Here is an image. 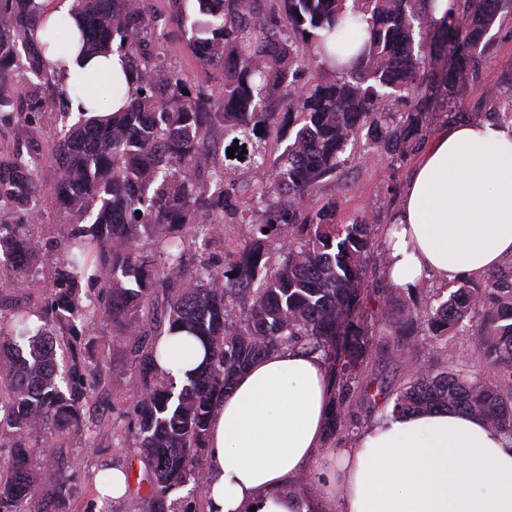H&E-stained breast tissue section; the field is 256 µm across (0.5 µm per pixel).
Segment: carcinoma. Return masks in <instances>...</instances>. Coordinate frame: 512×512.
Here are the masks:
<instances>
[{
    "label": "carcinoma",
    "mask_w": 512,
    "mask_h": 512,
    "mask_svg": "<svg viewBox=\"0 0 512 512\" xmlns=\"http://www.w3.org/2000/svg\"><path fill=\"white\" fill-rule=\"evenodd\" d=\"M419 3L168 0L162 17L142 0H75L80 58L119 52L137 90L124 109L83 112L55 133L58 168L47 185L22 153L0 152V512H69L67 481L34 469L35 449L100 433L102 419L87 408L104 386L86 336L91 319L116 328L138 371L122 430L149 460L146 481L160 499L198 483L213 407L281 346L318 351L338 373L328 432L357 425L344 414L369 346L368 265L383 243L364 215L336 223V201L320 200L319 189L361 159L364 136L394 162L421 150L423 113L474 75L484 39L512 7L455 0L438 23ZM40 18L37 0H0V124H36L49 103L71 97L49 80L51 34L35 37ZM359 23L368 38L334 64L327 41L341 45ZM170 25L200 65L222 69V97L168 69L161 44ZM22 71L39 82L17 96ZM481 98L490 112L470 120H512V100L503 109L498 92ZM45 197L68 231L33 310L15 294L44 251L28 223L45 222ZM228 224L252 229L230 254L212 247H224ZM271 237L280 247L266 257ZM157 288L166 292L160 311ZM379 303L410 373L397 389L366 384L365 416L451 407L512 439V258L482 283L438 288L422 305L392 293ZM165 335L191 336L204 350L179 385L157 369ZM473 335L471 361L419 359Z\"/></svg>",
    "instance_id": "carcinoma-1"
}]
</instances>
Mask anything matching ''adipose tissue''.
I'll list each match as a JSON object with an SVG mask.
<instances>
[{
    "mask_svg": "<svg viewBox=\"0 0 512 512\" xmlns=\"http://www.w3.org/2000/svg\"><path fill=\"white\" fill-rule=\"evenodd\" d=\"M47 54L73 88L72 112H114L134 94L119 54ZM122 87L108 95L110 84ZM512 257V128L495 121L439 129L411 169L385 230V270L397 285L480 277ZM159 367L175 380L203 358L182 336ZM334 385L321 353L270 352L240 374L208 433L206 512H512V440L455 410L390 414L330 455ZM313 487L297 490L301 475Z\"/></svg>",
    "mask_w": 512,
    "mask_h": 512,
    "instance_id": "1",
    "label": "adipose tissue"
}]
</instances>
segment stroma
Wrapping results in <instances>:
<instances>
[{
  "instance_id": "1",
  "label": "stroma",
  "mask_w": 512,
  "mask_h": 512,
  "mask_svg": "<svg viewBox=\"0 0 512 512\" xmlns=\"http://www.w3.org/2000/svg\"><path fill=\"white\" fill-rule=\"evenodd\" d=\"M165 55L171 67L195 84L203 86L207 92H219L220 72L201 68L183 42H168ZM486 89L496 90L505 97L512 95V16L490 30L479 73L471 86L451 101V111L463 118L469 113L483 111L480 94ZM61 111V104H53L51 112L45 113L40 128L33 131L11 125L0 126V150L17 147L24 151L31 143H38V177L46 183L51 181L56 168L52 141L54 128L62 124ZM358 150L363 156L362 162H349L335 181L323 183L320 195L335 199L337 218L357 213L372 217L377 224H389L399 200L385 195L383 189L391 184L404 187L412 166L408 163L392 166L389 158L367 140L360 141ZM87 333L93 337L103 356L101 369L110 387L109 392H98L97 399L111 403L108 420L123 419L129 403L137 395V370L111 325L94 322ZM371 334L373 346L361 365L362 381L383 378L395 384L403 382L408 375V365L393 359V350L386 341L383 328L373 327ZM77 456L84 457L88 464L85 476L79 478L73 477L70 468L71 461ZM41 463L70 480L73 489L70 512H100L101 505L97 500L100 479L116 468L128 471L130 486L123 498L112 501V512H154L153 498L144 480L149 463L125 433L107 431L93 440L71 437L63 446L52 449Z\"/></svg>"
}]
</instances>
